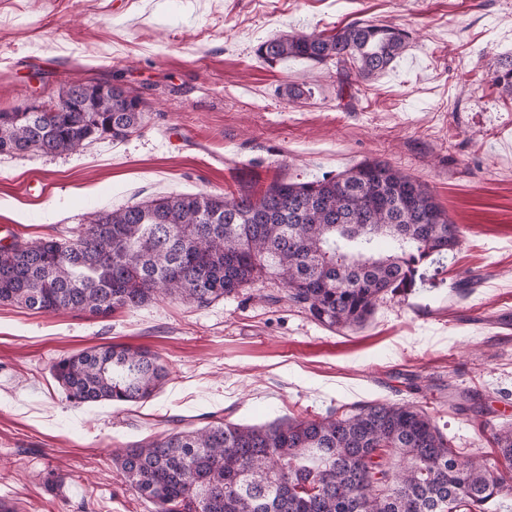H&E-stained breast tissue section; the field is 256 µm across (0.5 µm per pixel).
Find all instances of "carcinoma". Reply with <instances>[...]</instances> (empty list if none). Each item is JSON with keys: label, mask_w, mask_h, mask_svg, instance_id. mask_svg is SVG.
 <instances>
[{"label": "carcinoma", "mask_w": 512, "mask_h": 512, "mask_svg": "<svg viewBox=\"0 0 512 512\" xmlns=\"http://www.w3.org/2000/svg\"><path fill=\"white\" fill-rule=\"evenodd\" d=\"M408 48L392 26L353 22L336 33H297L260 47L268 62L336 67L341 85L385 71ZM85 89L91 107L0 112V155L77 152L122 141L148 115L138 94ZM450 220L429 187L379 161L308 182L275 180L243 192L169 194L93 214L74 238L17 235L0 244V304L34 314L108 318L160 298L206 307L268 277L283 299L329 328L363 326L377 304L440 261ZM53 376L77 405L139 403L167 377L148 349L108 344L59 359ZM476 395L450 396L481 413ZM512 470V429L494 435ZM116 464L157 512H498L512 492L479 457L459 456L423 409L369 401L307 419L245 426L216 417L118 450Z\"/></svg>", "instance_id": "carcinoma-1"}]
</instances>
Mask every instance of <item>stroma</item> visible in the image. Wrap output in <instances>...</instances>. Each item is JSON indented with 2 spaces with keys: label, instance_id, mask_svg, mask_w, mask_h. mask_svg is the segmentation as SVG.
<instances>
[{
  "label": "stroma",
  "instance_id": "stroma-1",
  "mask_svg": "<svg viewBox=\"0 0 512 512\" xmlns=\"http://www.w3.org/2000/svg\"><path fill=\"white\" fill-rule=\"evenodd\" d=\"M404 30L385 72L343 87L328 64L265 63L262 43L349 23ZM512 0H0V111L74 81L116 82L149 117L121 142L0 157V239L78 231L91 213L169 194L236 196L383 160L425 182L461 246L330 331L266 279L200 308L163 300L101 319L0 305V497L20 512H154L114 449L174 422L242 425L322 416L344 404L409 401L457 452L496 465L512 426ZM479 274L461 292L466 272ZM157 352L169 376L134 405L76 406L50 372L77 351ZM472 392L481 422L449 409ZM64 474L47 488L48 471Z\"/></svg>",
  "mask_w": 512,
  "mask_h": 512
}]
</instances>
